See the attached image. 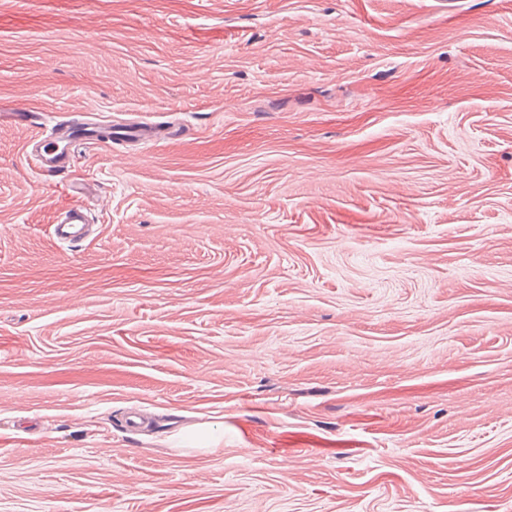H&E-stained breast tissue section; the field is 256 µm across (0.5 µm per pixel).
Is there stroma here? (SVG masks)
<instances>
[{"mask_svg":"<svg viewBox=\"0 0 512 512\" xmlns=\"http://www.w3.org/2000/svg\"><path fill=\"white\" fill-rule=\"evenodd\" d=\"M0 512H512V0H0ZM88 123L83 119L66 120L61 123L55 132H46L39 130L31 141V156L40 164L39 168L48 173H69L71 164L67 145L74 138L75 131L83 129L85 132H94L82 138L81 141H91L95 145H111L113 133L120 139H147L156 138L153 129L145 123L130 121L119 126H113L112 122L107 123V132L102 135V127L89 129ZM102 135L103 137H99ZM45 168V169H44ZM52 238L61 244L83 240L89 232L85 208L76 203L59 212L49 226Z\"/></svg>","mask_w":512,"mask_h":512,"instance_id":"stroma-1","label":"stroma"}]
</instances>
